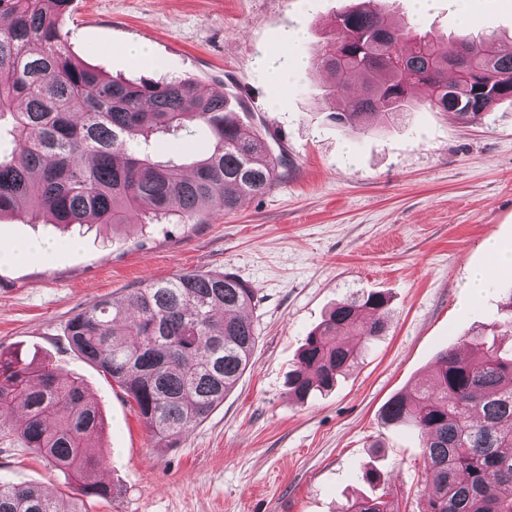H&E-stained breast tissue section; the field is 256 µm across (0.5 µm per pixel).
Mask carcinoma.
<instances>
[{
	"instance_id": "1",
	"label": "carcinoma",
	"mask_w": 512,
	"mask_h": 512,
	"mask_svg": "<svg viewBox=\"0 0 512 512\" xmlns=\"http://www.w3.org/2000/svg\"><path fill=\"white\" fill-rule=\"evenodd\" d=\"M71 0H0V127L13 147L0 151V215L37 208L57 226L125 225L140 231L194 224L204 210H235L264 193L286 165L266 138L234 117L241 102L203 94L196 82L109 78L72 61L59 24ZM452 54L428 34L393 26L375 5L338 14L312 59L333 76L324 89L336 123L387 124L423 105L462 121L490 116L512 101V53L491 34L465 31ZM355 95L346 93L352 79ZM199 152L165 153L199 130ZM258 305L254 288L231 272H184L103 299L68 322L70 347L117 383L165 448L208 417L252 365L258 336L242 317ZM386 297L371 292L337 302L306 337L290 394L305 402L331 390L357 354L343 341L370 344L386 329ZM512 336V295L494 323ZM466 357L448 349L431 379L383 408L387 424L408 425L423 441L425 501L420 512H512V350L481 334L464 339ZM24 409L18 423L7 418ZM102 412L81 383L48 363L0 353V445L19 440L70 472L77 503L101 499V456L93 445ZM0 512H61L36 486L0 484ZM347 512H391L362 499Z\"/></svg>"
}]
</instances>
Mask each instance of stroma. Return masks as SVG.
I'll list each match as a JSON object with an SVG mask.
<instances>
[{
	"label": "stroma",
	"mask_w": 512,
	"mask_h": 512,
	"mask_svg": "<svg viewBox=\"0 0 512 512\" xmlns=\"http://www.w3.org/2000/svg\"><path fill=\"white\" fill-rule=\"evenodd\" d=\"M353 0H71V57L112 77L190 78L244 98L246 128L284 150L288 168L233 212L142 235L140 217L112 229L52 228L0 216V246L49 240L50 254L0 265V351L51 362L102 409L104 479L114 493L87 512H346L388 496L394 512L424 499L418 432L384 424L464 335L489 332L512 296V270L493 269L486 240L512 251V103L487 121L426 107L363 131L333 122L331 77L309 60ZM396 26L441 38L496 34L512 46V0H380ZM146 44V64L125 46ZM490 268L480 297L467 283ZM228 271L252 285L254 365L209 416L158 447L118 385L66 338L71 316L98 301L183 272ZM388 299L386 329L325 395L298 403L289 370L309 331L347 296ZM374 470L379 480H363ZM0 481L37 485L69 507L67 475L22 443L0 447Z\"/></svg>",
	"instance_id": "obj_1"
}]
</instances>
